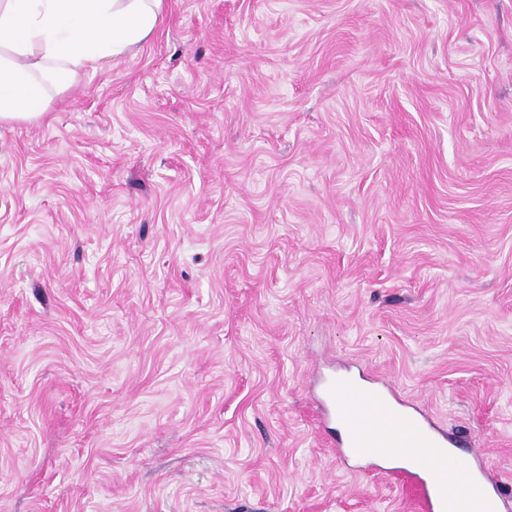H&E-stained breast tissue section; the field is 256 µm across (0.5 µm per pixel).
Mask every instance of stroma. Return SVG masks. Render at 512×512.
Masks as SVG:
<instances>
[{
	"mask_svg": "<svg viewBox=\"0 0 512 512\" xmlns=\"http://www.w3.org/2000/svg\"><path fill=\"white\" fill-rule=\"evenodd\" d=\"M346 371L512 494V0H164L0 123V512H417Z\"/></svg>",
	"mask_w": 512,
	"mask_h": 512,
	"instance_id": "35a3bbf8",
	"label": "stroma"
}]
</instances>
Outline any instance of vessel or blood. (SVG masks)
I'll return each instance as SVG.
<instances>
[{
    "label": "vessel or blood",
    "instance_id": "1",
    "mask_svg": "<svg viewBox=\"0 0 512 512\" xmlns=\"http://www.w3.org/2000/svg\"><path fill=\"white\" fill-rule=\"evenodd\" d=\"M323 397L326 415L343 429L340 455L373 470L383 450L402 458L394 473L412 487L418 512H503L504 500L490 491L491 470L449 469L436 428L401 409L388 384L364 391L353 376L339 374L326 380Z\"/></svg>",
    "mask_w": 512,
    "mask_h": 512
}]
</instances>
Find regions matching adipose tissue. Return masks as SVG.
Listing matches in <instances>:
<instances>
[{
    "label": "adipose tissue",
    "mask_w": 512,
    "mask_h": 512,
    "mask_svg": "<svg viewBox=\"0 0 512 512\" xmlns=\"http://www.w3.org/2000/svg\"><path fill=\"white\" fill-rule=\"evenodd\" d=\"M162 9L163 0H0V121L39 119L49 89L135 53Z\"/></svg>",
    "instance_id": "adipose-tissue-1"
}]
</instances>
